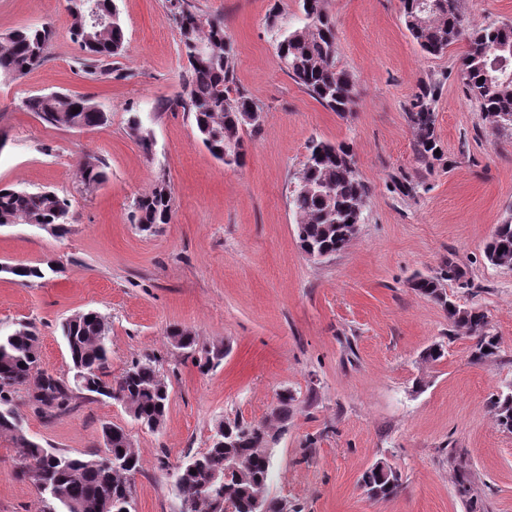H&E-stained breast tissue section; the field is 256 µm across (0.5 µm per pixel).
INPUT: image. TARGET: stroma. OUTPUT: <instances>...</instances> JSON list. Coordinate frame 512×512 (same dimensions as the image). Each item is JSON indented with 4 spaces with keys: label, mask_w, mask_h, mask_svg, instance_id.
<instances>
[{
    "label": "stroma",
    "mask_w": 512,
    "mask_h": 512,
    "mask_svg": "<svg viewBox=\"0 0 512 512\" xmlns=\"http://www.w3.org/2000/svg\"><path fill=\"white\" fill-rule=\"evenodd\" d=\"M224 18L239 87L263 108L244 166L228 168L196 135L193 117L166 103L183 91L187 62L167 0H115L124 22L121 55L87 74L64 0H0V37L49 26L52 50L25 78H0V187L53 190L70 203L68 232L0 227V264L60 270L21 284L0 273V329L35 323L40 368L70 376L59 324L97 309L111 326L112 375L156 356L171 384L162 427L147 430L123 404L79 396L49 420L28 401L25 435L71 454H104L102 428H125L141 460L132 512H181L171 467L208 448L215 426L265 421L281 390L296 400L273 449L270 494L293 512H512V432L488 405L512 383V270L489 265L486 241L512 218V132L493 133L460 81L465 43L423 53L405 28L400 0H325L336 25L339 64L355 81L351 112L338 115L283 70L267 30L273 9L298 0H192ZM438 83V158L422 162L406 110ZM90 97L107 120L92 129L45 125L21 102L32 94ZM147 115L144 152L128 130ZM318 139L353 150L368 188L364 219L344 251L309 259L301 250L287 184ZM99 157L105 181L85 189L80 153ZM166 176L170 223L140 231L135 198ZM410 181L404 196L398 181ZM463 273L446 282L464 307L484 312L499 341L473 362L475 338L411 286L447 261ZM223 354L209 371L176 349L171 328ZM444 355L425 360L431 345ZM386 462L400 475L395 496L371 498L365 470ZM17 450L0 436V512H42L35 486L16 475Z\"/></svg>",
    "instance_id": "1"
}]
</instances>
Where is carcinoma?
I'll return each mask as SVG.
<instances>
[{
    "mask_svg": "<svg viewBox=\"0 0 512 512\" xmlns=\"http://www.w3.org/2000/svg\"><path fill=\"white\" fill-rule=\"evenodd\" d=\"M71 18L70 33L85 53L84 67L93 73L94 63L121 54L124 27L114 0H95L106 23L92 27L86 23L77 0H66ZM446 6L431 15H420V0H401L406 29L420 49L439 55L449 46L465 40L460 77L466 93L474 99L495 131L512 130V25L490 24L468 31L464 26L462 0H443ZM300 14L287 17L274 12L268 26L278 58L288 75L325 108L345 115L352 110L355 85L351 74L339 66L334 24L325 10V0H299ZM170 20L179 30L180 51L188 68L183 95L175 105L192 114L197 135L213 155L224 150V141L233 139L245 147L242 131L253 137L261 124L247 120L251 112L263 108L235 86L231 66L232 46L224 31V18L205 17L189 0H171ZM207 46L209 55L197 59L191 43ZM47 27H25L0 38V77L20 79L39 67L50 53ZM438 87L429 85L415 96L407 108V118L416 132L415 150L419 158L437 157L434 103ZM22 105L43 123L52 127L88 129L102 125L105 113L89 98L64 93L35 94ZM79 112L72 113L73 109ZM130 135L146 152L152 149L151 134L134 113L128 120ZM351 156L344 143L314 141L308 146L306 162L297 176L288 201L295 216L296 234L302 250L331 257L352 240L350 223L362 221L367 188L357 169H349ZM78 165L84 184L91 188L105 178L103 163L84 155ZM173 198L165 179L148 194L134 201L136 224L151 231L170 222ZM35 224L67 231L70 203L51 190L29 192L0 188V227ZM484 258L493 266L512 270V221L497 226L484 247ZM54 272L53 264L41 268L0 265V272L11 274L23 284L43 279ZM462 272L453 261L437 277L420 278L412 288L437 303L449 323L465 328L476 338L473 358L489 359L497 354L498 337L490 332L487 316L475 308L460 307L448 295L444 282L458 281ZM60 332L71 364L83 374L82 391L91 396L121 402L131 417L149 430L159 429L166 415L171 390L158 360L148 354L131 360L123 372L109 376L111 347L109 326L96 310L65 319ZM169 338L188 354L197 351L196 336L173 328ZM39 365V332L31 322H20L8 332H0V435L12 438L21 464L19 474L30 480L45 503L46 512H131L134 478L141 470L139 455L131 454L129 434L117 425L102 428L105 455L116 461L107 472L97 466L100 456H75L45 448L29 440L17 412L15 399ZM75 394L67 382L51 374L39 377L33 401L48 418L71 410ZM296 401L288 390L278 395L273 415L288 420ZM496 424L512 432V386L489 400ZM271 430L265 422L235 419L214 428L206 451L174 467L175 485L182 500V512H223L224 498L237 501L239 512H253L254 495L264 494L266 512H288V504L269 494L273 478L272 454L268 452ZM239 475L223 479L231 464ZM361 485L378 500L394 495L400 486L395 469L378 462L361 476Z\"/></svg>",
    "mask_w": 512,
    "mask_h": 512,
    "instance_id": "carcinoma-1",
    "label": "carcinoma"
}]
</instances>
